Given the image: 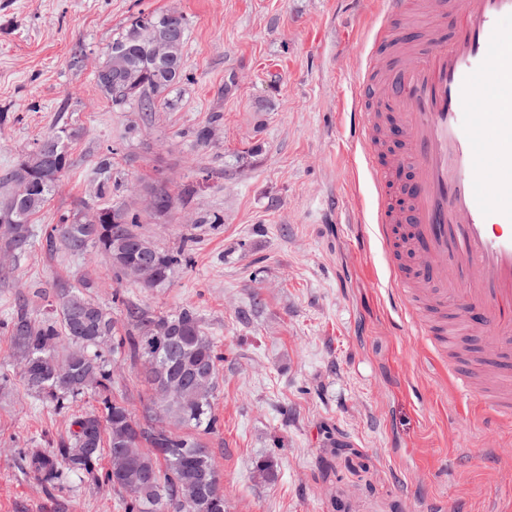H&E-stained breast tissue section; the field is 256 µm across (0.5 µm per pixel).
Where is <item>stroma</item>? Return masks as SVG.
<instances>
[{"label":"stroma","instance_id":"1","mask_svg":"<svg viewBox=\"0 0 512 512\" xmlns=\"http://www.w3.org/2000/svg\"><path fill=\"white\" fill-rule=\"evenodd\" d=\"M377 0H0V178L64 129L73 165L33 216V246L0 259V512H124L111 484L73 474L46 489L23 457L59 447L93 395L58 409L28 390L2 328L91 282L118 330L135 304L190 306L222 354L202 435L225 512H498L512 505V426L484 431L425 359L428 337L392 296L376 197L350 133ZM187 23L186 80L149 121L114 108L94 74L138 12ZM211 129L208 146L194 130ZM139 232L193 260L170 286L116 282L109 259L51 247L64 216L104 205L98 165ZM172 209L148 206L157 189ZM221 216L218 224L209 223ZM118 356L115 392L137 418L151 395Z\"/></svg>","mask_w":512,"mask_h":512}]
</instances>
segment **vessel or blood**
Masks as SVG:
<instances>
[{"instance_id":"1","label":"vessel or blood","mask_w":512,"mask_h":512,"mask_svg":"<svg viewBox=\"0 0 512 512\" xmlns=\"http://www.w3.org/2000/svg\"><path fill=\"white\" fill-rule=\"evenodd\" d=\"M423 43L403 30L382 81L366 74L356 142L379 193L376 235L414 320L433 316L432 359L479 400L487 431L512 423V0H425ZM497 103L477 111L487 94ZM396 146L385 155L381 141ZM409 179H402V172Z\"/></svg>"}]
</instances>
